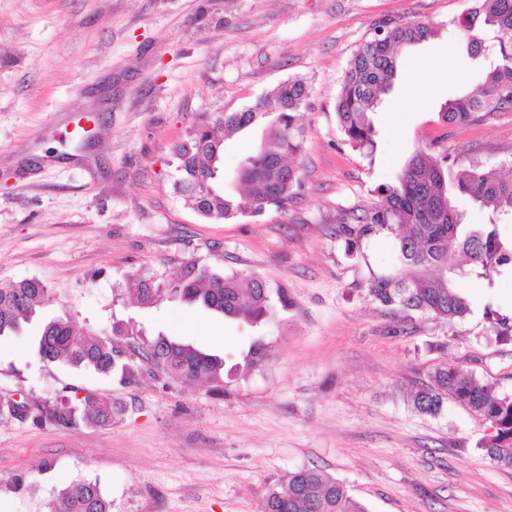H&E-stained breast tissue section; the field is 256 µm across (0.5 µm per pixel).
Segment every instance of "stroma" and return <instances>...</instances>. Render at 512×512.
<instances>
[{
    "mask_svg": "<svg viewBox=\"0 0 512 512\" xmlns=\"http://www.w3.org/2000/svg\"><path fill=\"white\" fill-rule=\"evenodd\" d=\"M475 0H0V284L49 290L20 335L0 338V396L51 402L94 389L119 406L110 426L66 429L0 416V512H50L56 492L98 481L112 512H261L290 472L344 481L369 512H512V468L480 442L485 422L455 402L432 417L411 396L457 363L512 395V272L466 274L470 311L404 317L367 295L392 271L396 238L336 234L384 201L417 145L456 165L512 176V109L468 125L440 107L477 91L454 19ZM385 19L426 20L439 36L406 54L405 79L373 116L376 148L348 145L336 101L348 60ZM305 79L302 193L288 210L224 222L185 205L171 146L201 120L246 109ZM85 117L90 137L66 127ZM261 143H224V189ZM268 284L259 324L163 299L127 304L134 276L175 280L184 262ZM71 321L124 353L125 376L41 363L44 323ZM121 324L225 358L223 384H183L129 349ZM266 349L252 370L254 343Z\"/></svg>",
    "mask_w": 512,
    "mask_h": 512,
    "instance_id": "35a3bbf8",
    "label": "stroma"
}]
</instances>
